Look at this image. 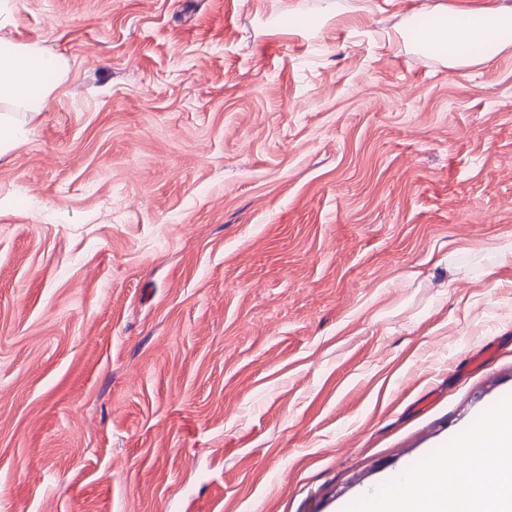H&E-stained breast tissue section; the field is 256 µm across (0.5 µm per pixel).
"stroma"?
<instances>
[{
    "label": "stroma",
    "instance_id": "stroma-1",
    "mask_svg": "<svg viewBox=\"0 0 512 512\" xmlns=\"http://www.w3.org/2000/svg\"><path fill=\"white\" fill-rule=\"evenodd\" d=\"M0 512H343L512 394V49L418 0H11ZM491 351L480 368L471 357ZM433 22L406 29L400 36L425 54L437 55L452 68L483 63L495 52L512 47V4L483 0L476 10H461L436 2L425 6ZM50 70L62 79L67 63L61 56H50L41 49L13 45L0 52V156L20 140L21 125L13 112H41L50 103L55 86L47 83Z\"/></svg>",
    "mask_w": 512,
    "mask_h": 512
}]
</instances>
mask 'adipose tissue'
<instances>
[{
  "mask_svg": "<svg viewBox=\"0 0 512 512\" xmlns=\"http://www.w3.org/2000/svg\"><path fill=\"white\" fill-rule=\"evenodd\" d=\"M430 25L403 30L401 36L426 54L445 59L452 68L485 62L493 53L512 47V0H483L480 8L461 10L435 0L426 7ZM64 58L41 49L17 45L0 52V156L20 139L18 112H41L54 90L49 72L64 75Z\"/></svg>",
  "mask_w": 512,
  "mask_h": 512,
  "instance_id": "obj_1",
  "label": "adipose tissue"
}]
</instances>
